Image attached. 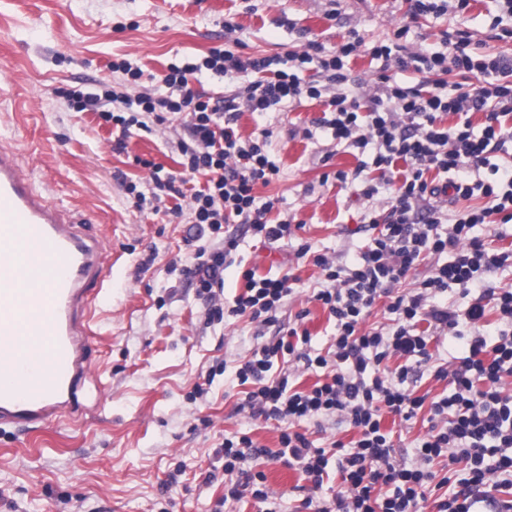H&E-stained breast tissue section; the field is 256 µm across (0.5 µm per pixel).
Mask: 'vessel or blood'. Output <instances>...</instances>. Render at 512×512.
<instances>
[{
  "mask_svg": "<svg viewBox=\"0 0 512 512\" xmlns=\"http://www.w3.org/2000/svg\"><path fill=\"white\" fill-rule=\"evenodd\" d=\"M87 218L39 192L0 145V430L82 414L99 296L112 269Z\"/></svg>",
  "mask_w": 512,
  "mask_h": 512,
  "instance_id": "b4317fda",
  "label": "vessel or blood"
}]
</instances>
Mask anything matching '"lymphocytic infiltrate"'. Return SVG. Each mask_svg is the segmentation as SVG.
Returning <instances> with one entry per match:
<instances>
[{
  "label": "lymphocytic infiltrate",
  "instance_id": "obj_1",
  "mask_svg": "<svg viewBox=\"0 0 512 512\" xmlns=\"http://www.w3.org/2000/svg\"><path fill=\"white\" fill-rule=\"evenodd\" d=\"M407 33V27H400L394 43L372 47V55L384 60L387 71L371 94L354 88L348 74L349 57L364 45L355 32L336 50L312 40L305 51L285 59L245 56L224 44L214 46L206 55L170 63L164 73L152 76L146 89L141 86L142 69L116 59L109 69L117 81L102 84L95 93L77 89L66 94L72 110L94 109L105 123L118 128L119 151L133 131L148 132L169 118L182 119L179 170L153 166L150 191L133 181L126 190L139 209L164 196L173 198L174 216H189L191 223L207 225L219 237L216 248L198 250L197 262L182 270L206 302L209 321L246 315L261 326L275 327V335L254 349L235 376L246 388L243 405L252 415L284 422L276 455L298 467L314 491L323 487L328 452H335L340 486L319 507L312 495L304 497L303 512H419L433 482L445 486L450 481L433 470L438 459L450 467L463 465L465 475L458 490L437 497L436 512H473V491L492 474L512 488V390L506 386L512 378V288L488 286L476 295L470 290L484 271L512 259L506 252H490L473 233L481 224L512 222V175L473 183L466 177L468 170L487 166L489 154L505 138L501 119L512 114V81L507 78L512 61L475 57L471 35L461 29L446 39L444 50L408 52L400 43ZM392 67L414 69L430 76L431 82L402 85L389 75ZM310 70L317 72V79H305ZM451 71L482 75L483 82L450 92L441 76ZM249 72L252 81L221 98L194 87L205 76ZM301 98L325 100L326 123L337 143L361 152L372 150L381 182L364 183L363 197H373L382 184L390 191L386 210L370 218L369 242L352 265L311 254L305 243L297 250L298 257L312 256L327 281L313 293L335 327L333 344L324 355L304 351L308 332L277 324L276 312L293 291L289 277L273 279L247 270L245 290L232 307H225L219 294L227 258L238 247L236 238L225 236V225H249L254 235L271 244L294 234L291 220L271 219L274 200L261 203L255 195L257 186L269 185L280 172L267 150L270 131L245 140L234 123L241 111L263 113ZM474 110L486 112L488 119L478 136L465 119ZM448 114L459 117L450 127L442 123ZM432 170L454 173L449 186L455 197L477 196L483 205L452 215L431 205V198L442 191L427 177ZM428 258L434 261L428 273L416 279L415 288L400 291V284ZM453 285L468 303L451 311L436 298ZM383 298L388 301L391 327L366 328L367 317ZM490 311L504 325L492 345L481 331ZM466 327L471 330L465 336L467 357L454 369L433 372L436 379L448 382L449 392L434 397L418 393L413 378L432 359L429 329L458 337ZM290 356L321 371L322 381L303 391L293 389L288 373L272 376L275 362ZM425 407L430 410V427L415 446V462H397L385 417L407 422ZM321 417L347 425L355 439L334 441L327 450L316 447L298 427ZM267 453L248 434L225 438V499L249 493L258 502L267 501L265 474L252 473L249 466L251 459Z\"/></svg>",
  "mask_w": 512,
  "mask_h": 512
}]
</instances>
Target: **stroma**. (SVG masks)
<instances>
[{"instance_id": "1", "label": "stroma", "mask_w": 512, "mask_h": 512, "mask_svg": "<svg viewBox=\"0 0 512 512\" xmlns=\"http://www.w3.org/2000/svg\"><path fill=\"white\" fill-rule=\"evenodd\" d=\"M406 0H0V144L20 154L46 195L77 206L92 232L112 250V275L98 311L91 352L96 372L86 384L89 410L31 435L0 433V512H295L303 475L276 460L253 461L264 472L269 499L223 502V469L216 452L226 437L248 434L278 450L282 425L252 416L241 405L237 367L262 328L249 318L207 321V306L180 275L196 248L212 244L206 225L165 212L138 210L126 177L148 178L144 158L174 170L179 121L128 139L112 149L110 126L96 113L76 112L58 89L91 88L111 79L109 64L124 56L151 76L171 62L204 55L224 41V24L237 27L243 55L284 57L315 40L326 48L358 31L364 49L349 62L362 90L375 88L382 63L369 48L409 26L408 51L439 48L452 25L467 28L480 51L512 57V38L489 36L496 0H469L454 18L410 19ZM124 30H117V23ZM324 105L303 99L265 114L241 112L242 138L272 133L270 151L279 178L257 187L292 217L293 239L263 245L244 225H226L238 247L224 272V301L244 288L242 273L292 275L293 293L280 307V324H299L311 351L327 350L334 326L312 301L325 281L299 242L351 261L368 242L369 214L386 207L389 192L360 197L340 188L333 174L362 157L337 144L320 120ZM225 372H217V364ZM202 396H195L196 387ZM183 473L168 484L174 468Z\"/></svg>"}]
</instances>
